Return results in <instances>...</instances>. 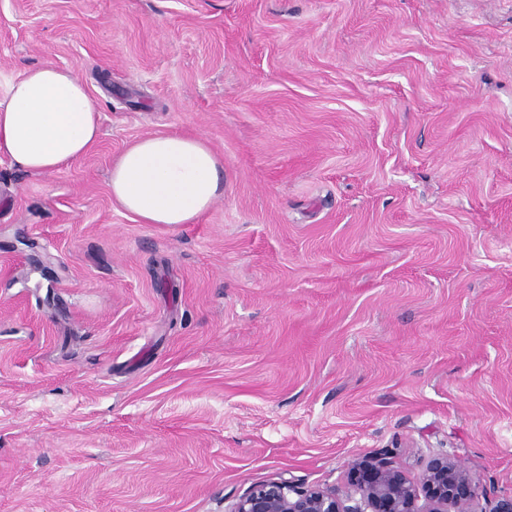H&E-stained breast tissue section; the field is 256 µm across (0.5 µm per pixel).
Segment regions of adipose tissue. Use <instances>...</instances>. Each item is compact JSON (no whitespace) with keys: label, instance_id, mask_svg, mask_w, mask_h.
<instances>
[{"label":"adipose tissue","instance_id":"ef3b65f1","mask_svg":"<svg viewBox=\"0 0 512 512\" xmlns=\"http://www.w3.org/2000/svg\"><path fill=\"white\" fill-rule=\"evenodd\" d=\"M100 135V115L71 70L28 69L0 98V156L44 175L80 159ZM113 203L143 224H193L224 193V160L200 137L148 135L113 162Z\"/></svg>","mask_w":512,"mask_h":512}]
</instances>
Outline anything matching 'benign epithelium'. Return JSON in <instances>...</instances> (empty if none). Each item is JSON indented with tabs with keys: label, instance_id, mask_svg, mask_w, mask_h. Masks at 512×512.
Segmentation results:
<instances>
[{
	"label": "benign epithelium",
	"instance_id": "7a95c632",
	"mask_svg": "<svg viewBox=\"0 0 512 512\" xmlns=\"http://www.w3.org/2000/svg\"><path fill=\"white\" fill-rule=\"evenodd\" d=\"M230 512H512V496H495L448 454L430 456L415 480L400 464L375 454L348 463L342 489L269 480Z\"/></svg>",
	"mask_w": 512,
	"mask_h": 512
}]
</instances>
